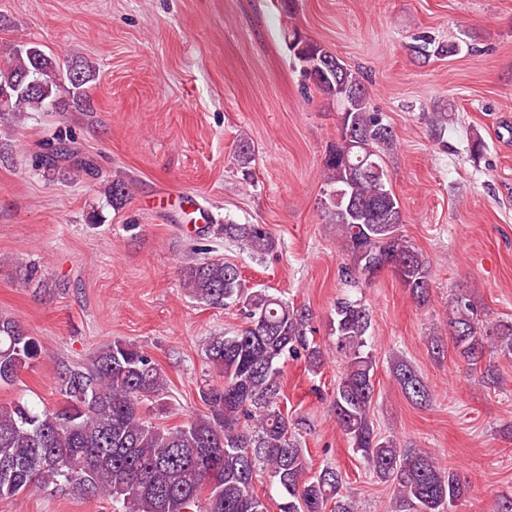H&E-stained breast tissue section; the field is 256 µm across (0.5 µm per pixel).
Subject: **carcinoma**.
I'll return each mask as SVG.
<instances>
[{"instance_id":"obj_1","label":"carcinoma","mask_w":512,"mask_h":512,"mask_svg":"<svg viewBox=\"0 0 512 512\" xmlns=\"http://www.w3.org/2000/svg\"><path fill=\"white\" fill-rule=\"evenodd\" d=\"M288 41L302 75L322 95L338 103L339 137L323 160L322 205L338 226L354 281L364 271L398 266L396 277L419 303L430 299L429 260L403 234L399 199L389 186L385 154L395 133L385 116L368 107L369 92L359 72L320 43L288 30ZM410 51L418 58L457 51L423 33ZM94 69L86 62L62 60L29 43L11 49L0 67V121L14 126L31 112L58 105L61 89L72 102L87 101ZM45 171L91 175L92 165L67 144L35 160ZM112 205L125 202L127 185L116 178L105 189ZM224 239L255 257L276 248L263 224H224ZM183 287L213 308L239 306L241 329L211 336L205 343L210 366L224 377L205 384L199 396L208 413L165 427L147 414L164 400L166 373L141 347L110 341L92 362L60 378L62 404L37 410L22 401L0 405V460L11 475L0 474V501L54 483L78 497H103L122 504V512H267L253 493L265 473L281 489L279 512H356L343 495V472L326 466L312 471L298 439V423L283 412L284 366L304 359L311 371L322 366L320 348L307 336L309 314L267 289L248 290L239 267L203 259L182 268ZM336 352L345 368L336 384L332 410L354 450L373 477L392 488L395 512H445L459 500L460 475L421 448H401L375 433L369 411L375 392L369 311L359 300L336 302L330 321ZM448 328L458 356L475 370L491 345L512 355V321L485 322L463 296L448 301ZM38 355V345L13 318L0 315V386H12ZM392 376L403 395L426 408L431 393L419 372L396 358ZM209 449L212 467L199 463Z\"/></svg>"}]
</instances>
